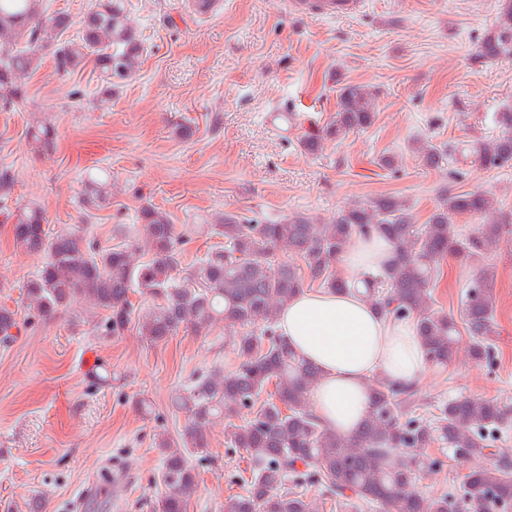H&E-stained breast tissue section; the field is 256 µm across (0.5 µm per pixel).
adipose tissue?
I'll return each instance as SVG.
<instances>
[{"label": "adipose tissue", "mask_w": 512, "mask_h": 512, "mask_svg": "<svg viewBox=\"0 0 512 512\" xmlns=\"http://www.w3.org/2000/svg\"><path fill=\"white\" fill-rule=\"evenodd\" d=\"M390 257V245L379 236L353 239L338 263L349 290L302 291L277 317V330L292 351L320 369L310 404L341 437L352 436L367 417L371 378L406 385L428 366L414 324L379 315L359 288L364 276L383 270Z\"/></svg>", "instance_id": "1"}]
</instances>
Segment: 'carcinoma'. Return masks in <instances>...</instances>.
Returning a JSON list of instances; mask_svg holds the SVG:
<instances>
[{"mask_svg": "<svg viewBox=\"0 0 512 512\" xmlns=\"http://www.w3.org/2000/svg\"><path fill=\"white\" fill-rule=\"evenodd\" d=\"M43 0H0V108L12 109L25 98L18 76L37 69L47 43L55 42L58 71L69 73L94 59L106 95L138 71L141 41L129 24L127 0H95L81 20V36L64 39L72 20L58 13L44 16ZM486 58L512 56V0L502 8L492 29L479 42ZM374 96L363 85L339 89L335 120L325 134L310 135L302 147L317 153L323 140L337 138L373 121ZM494 122L501 134L475 146L477 162L487 169L512 167V109L498 112ZM53 127L42 123L28 130L35 148L53 147ZM454 148L426 144L421 161L437 167ZM110 176L87 175L85 203L99 207L109 200ZM488 193L445 195L428 223L412 224L405 201L380 196L367 204L350 206L330 224H313L304 216L254 224L226 213L211 231L224 237V249L195 264L177 278L181 250L179 236L167 214L152 206L139 211L137 234H144L151 256L143 261L126 226L124 237L109 249H98L82 235L49 234L37 204L13 209L4 206L12 221L16 251L42 258V265L26 284L30 315L46 318L68 308L75 300L92 302L108 315L104 329L121 335L136 320L144 340L156 345L181 331L206 334L217 323L232 337L242 362L229 375L214 372L189 390L173 397L189 421L180 433L179 447L162 438L165 492L158 512H187L197 492L196 474L188 464L190 449L207 446V429L219 418L226 421L227 444L239 448L251 462L250 476L242 479L246 494L234 498L226 512H311L303 496L285 490L288 480L317 482L336 501H356L379 512H491L512 504V455L503 448L498 463L476 467L466 475L462 493L425 496L414 489L417 477L438 466L421 453L436 442L461 451L468 459L486 456L512 429V411L499 401L462 396L441 403L433 419L401 421L402 406L416 401L414 386L381 381L372 384V409L361 430L344 439L315 416L308 395L319 372L281 339L276 329L279 309L304 287V273L324 288L342 291L347 284L336 270L338 256L358 234L371 231L394 245L388 271L367 277V294L386 317L410 319L416 324L432 366L456 359L461 332L470 344L468 357L491 363L493 338L498 335L494 312V273L485 266L467 284L463 308L464 329L457 321L432 309V288L441 263L450 257L483 259L512 237L505 222L481 224L467 237L451 231L456 215L482 216L491 209ZM287 251L301 260L294 266L276 259ZM142 289L161 299L133 313L130 294ZM18 326L16 313L0 308V335L7 339ZM267 399L257 405L262 393ZM245 411L252 417L235 423Z\"/></svg>", "mask_w": 512, "mask_h": 512, "instance_id": "obj_1", "label": "carcinoma"}]
</instances>
